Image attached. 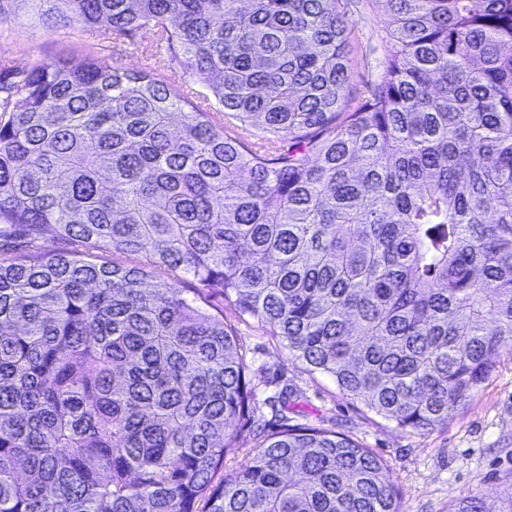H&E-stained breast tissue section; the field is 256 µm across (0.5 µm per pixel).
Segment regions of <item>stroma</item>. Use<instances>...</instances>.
Wrapping results in <instances>:
<instances>
[{
    "label": "stroma",
    "mask_w": 512,
    "mask_h": 512,
    "mask_svg": "<svg viewBox=\"0 0 512 512\" xmlns=\"http://www.w3.org/2000/svg\"><path fill=\"white\" fill-rule=\"evenodd\" d=\"M348 14L354 25L352 84L359 91L382 72L387 16L380 0H348ZM59 57L76 62L95 57L115 67H150L171 75L166 45L147 33L108 38L97 26L51 28L39 21L28 0H16L10 22L0 25V62L24 70ZM211 305L223 308L225 322L237 328L253 398L254 418L237 423L242 447L228 456L225 469L250 459L254 424L273 431L286 422L340 432L371 449L398 489L400 512H451L465 496L480 498L487 512H499L512 496V352L502 351L490 377L449 413L447 425L420 434L375 414L363 399L343 396L330 376L308 372L265 330L240 321L220 297H212Z\"/></svg>",
    "instance_id": "35a3bbf8"
}]
</instances>
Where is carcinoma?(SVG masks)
I'll list each match as a JSON object with an SVG mask.
<instances>
[{"mask_svg":"<svg viewBox=\"0 0 512 512\" xmlns=\"http://www.w3.org/2000/svg\"><path fill=\"white\" fill-rule=\"evenodd\" d=\"M34 2L151 34L221 109L98 59L0 76V512H400L335 431L224 470L253 407L209 296L398 428L447 424L512 346V0H379L357 96L340 0Z\"/></svg>","mask_w":512,"mask_h":512,"instance_id":"1","label":"carcinoma"}]
</instances>
